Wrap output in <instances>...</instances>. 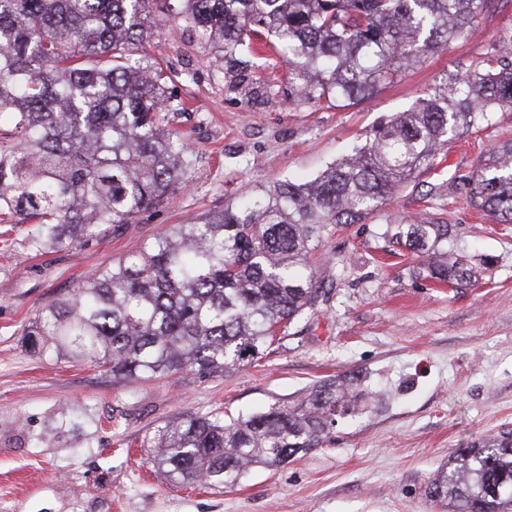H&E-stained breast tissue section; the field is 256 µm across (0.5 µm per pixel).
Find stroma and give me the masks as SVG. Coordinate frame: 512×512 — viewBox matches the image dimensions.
<instances>
[{
  "instance_id": "stroma-1",
  "label": "stroma",
  "mask_w": 512,
  "mask_h": 512,
  "mask_svg": "<svg viewBox=\"0 0 512 512\" xmlns=\"http://www.w3.org/2000/svg\"><path fill=\"white\" fill-rule=\"evenodd\" d=\"M509 40L512 0H494L468 41L336 108L295 103L278 56L246 51L231 69L195 35L162 26L144 49L173 73L183 103L168 120L193 151L186 187L77 248L36 252L37 225L0 223V512H448L425 494L432 474L474 438L512 431V224L477 211L454 184L512 138V107L463 132L373 218L324 238L312 265L325 301L258 362L129 386L89 363L33 355L23 333L43 305L174 225L316 177ZM429 214L456 225L459 253L486 266L473 286L428 279L408 250L376 236ZM353 372L375 395L370 412L338 425L324 447L255 468L236 487L172 484L143 445L165 423L264 411Z\"/></svg>"
}]
</instances>
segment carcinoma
Wrapping results in <instances>:
<instances>
[{"instance_id":"cac0c4a2","label":"carcinoma","mask_w":512,"mask_h":512,"mask_svg":"<svg viewBox=\"0 0 512 512\" xmlns=\"http://www.w3.org/2000/svg\"><path fill=\"white\" fill-rule=\"evenodd\" d=\"M491 0H0V216L39 225L31 246H78L164 204L193 153L168 125L170 72L138 46L157 13L224 53L263 42L288 65L297 100L355 105L450 42L467 41ZM512 105V41L400 112L354 155L305 183H276L95 271L45 304L24 337L40 357L92 363L115 381L200 378L251 363L325 296L310 257L332 228L361 224L431 166L460 132ZM470 203L512 223V141L469 179ZM421 258L427 277L476 274L437 217L377 233ZM360 377L325 380L288 405L229 421L159 427L152 463L174 484L235 486L321 448L366 412ZM426 495L450 512H512V432L479 437L438 469Z\"/></svg>"}]
</instances>
